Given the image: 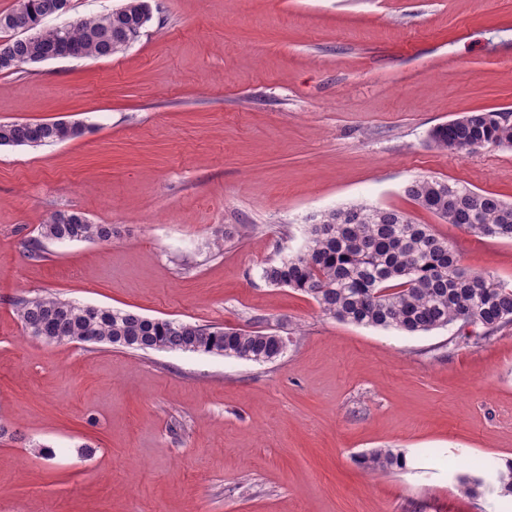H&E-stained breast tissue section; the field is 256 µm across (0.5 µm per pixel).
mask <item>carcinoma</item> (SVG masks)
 I'll return each instance as SVG.
<instances>
[{"label":"carcinoma","mask_w":512,"mask_h":512,"mask_svg":"<svg viewBox=\"0 0 512 512\" xmlns=\"http://www.w3.org/2000/svg\"><path fill=\"white\" fill-rule=\"evenodd\" d=\"M59 0H29L23 12L0 13L18 62L63 56L107 58L127 48L143 14V0H124L117 12L77 18L63 28H46ZM81 122H0V146L40 147L82 136ZM430 143L465 156L487 146L512 148V124L502 113L468 112L433 128ZM405 192L442 221L465 232L512 241V203L446 179L421 177ZM49 242L109 241L112 228L93 224L75 211H55L40 225ZM278 288L309 295L322 313L339 322L409 334L460 322L484 329L486 341L512 325V288L474 273L461 263L448 239L398 210L352 204L324 213L308 225L303 250L262 268ZM24 331L47 342L109 343L132 350L182 351L234 357L253 363L275 361L285 351L276 332L160 320L130 311L84 306L53 296L17 303ZM358 463L380 474L402 469L405 456L377 448Z\"/></svg>","instance_id":"obj_1"}]
</instances>
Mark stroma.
<instances>
[{
    "label": "stroma",
    "mask_w": 512,
    "mask_h": 512,
    "mask_svg": "<svg viewBox=\"0 0 512 512\" xmlns=\"http://www.w3.org/2000/svg\"><path fill=\"white\" fill-rule=\"evenodd\" d=\"M103 59L0 72V122L82 137L0 146V512H512V325L408 335L338 322L263 266L363 203L448 239L512 286V242L464 233L405 192L431 176L512 202V148L428 134L512 112V0H151ZM71 210L112 239L44 243ZM53 294L150 318L272 328L257 364L24 335ZM394 448L374 476L354 458ZM480 478L479 495L463 479ZM87 125L81 122H0V146L40 147L82 136Z\"/></svg>",
    "instance_id": "obj_1"
}]
</instances>
